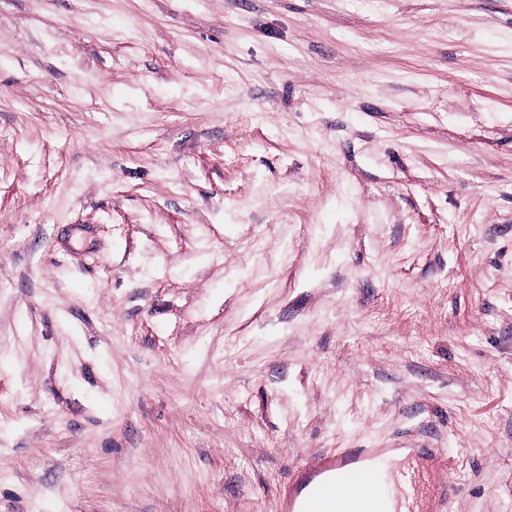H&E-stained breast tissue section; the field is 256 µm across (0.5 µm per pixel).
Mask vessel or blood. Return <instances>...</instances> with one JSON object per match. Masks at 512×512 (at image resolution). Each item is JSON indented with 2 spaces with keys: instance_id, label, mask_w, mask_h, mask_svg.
<instances>
[{
  "instance_id": "vessel-or-blood-1",
  "label": "vessel or blood",
  "mask_w": 512,
  "mask_h": 512,
  "mask_svg": "<svg viewBox=\"0 0 512 512\" xmlns=\"http://www.w3.org/2000/svg\"><path fill=\"white\" fill-rule=\"evenodd\" d=\"M376 448H339L303 472L306 491L299 512H387V488ZM405 512H445L457 493L453 480L432 483L415 469L393 473Z\"/></svg>"
}]
</instances>
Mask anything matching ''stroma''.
I'll list each match as a JSON object with an SVG mask.
<instances>
[{"label":"stroma","mask_w":512,"mask_h":512,"mask_svg":"<svg viewBox=\"0 0 512 512\" xmlns=\"http://www.w3.org/2000/svg\"><path fill=\"white\" fill-rule=\"evenodd\" d=\"M337 448L512 512V0H0V512Z\"/></svg>","instance_id":"1"}]
</instances>
